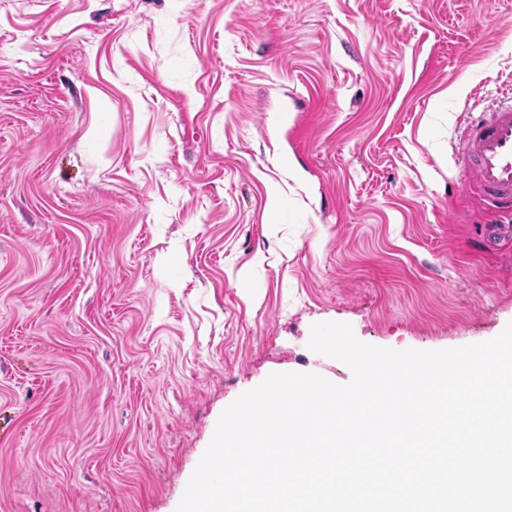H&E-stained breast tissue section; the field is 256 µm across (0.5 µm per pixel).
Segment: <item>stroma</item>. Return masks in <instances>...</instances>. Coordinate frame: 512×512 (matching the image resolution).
I'll return each instance as SVG.
<instances>
[{
  "instance_id": "1",
  "label": "stroma",
  "mask_w": 512,
  "mask_h": 512,
  "mask_svg": "<svg viewBox=\"0 0 512 512\" xmlns=\"http://www.w3.org/2000/svg\"><path fill=\"white\" fill-rule=\"evenodd\" d=\"M510 86L512 0H0V512H176L242 393L351 381L314 324L498 336ZM468 117L457 164L469 185L478 187L496 208L512 212V98Z\"/></svg>"
}]
</instances>
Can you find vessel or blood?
<instances>
[{"label":"vessel or blood","mask_w":512,"mask_h":512,"mask_svg":"<svg viewBox=\"0 0 512 512\" xmlns=\"http://www.w3.org/2000/svg\"><path fill=\"white\" fill-rule=\"evenodd\" d=\"M468 184L496 208L512 212V98L469 116L466 143L457 158Z\"/></svg>","instance_id":"vessel-or-blood-1"}]
</instances>
